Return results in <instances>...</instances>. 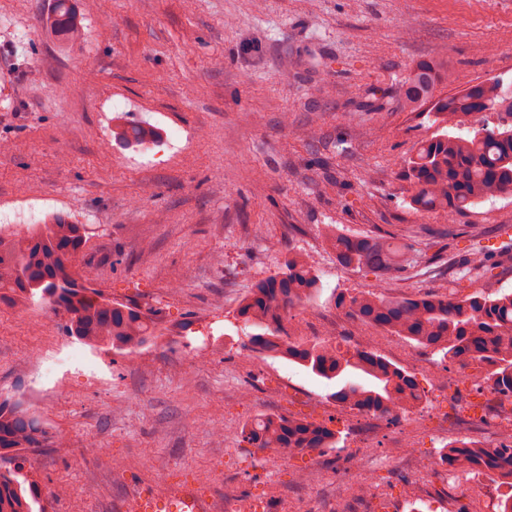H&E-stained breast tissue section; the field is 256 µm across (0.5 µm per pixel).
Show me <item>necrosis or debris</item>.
<instances>
[{
  "label": "necrosis or debris",
  "mask_w": 512,
  "mask_h": 512,
  "mask_svg": "<svg viewBox=\"0 0 512 512\" xmlns=\"http://www.w3.org/2000/svg\"><path fill=\"white\" fill-rule=\"evenodd\" d=\"M37 382L35 395L47 399L60 393L68 375L67 360L50 355L44 343L37 342L25 351ZM494 423L499 432L498 445L512 447V398L490 394L480 418L469 412L436 413L433 402L421 401L413 409L393 408L384 412L354 411L353 434L349 448L336 457L340 475L356 478L358 489L349 496V512H371L370 482L375 468L394 464L397 474L411 488H420L449 479L448 468L441 460H420L406 450L403 430L409 425H425L437 435H482L484 423ZM401 450L392 457L391 447Z\"/></svg>",
  "instance_id": "1"
}]
</instances>
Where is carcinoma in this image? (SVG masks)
<instances>
[{"label": "carcinoma", "instance_id": "carcinoma-1", "mask_svg": "<svg viewBox=\"0 0 512 512\" xmlns=\"http://www.w3.org/2000/svg\"><path fill=\"white\" fill-rule=\"evenodd\" d=\"M75 26L70 0H55L51 32L69 35ZM436 64L416 65L403 80L404 108L431 105L437 135L420 143L407 161L409 203L414 211H441L448 217L478 202L512 192V84L491 78L446 98H433ZM493 115L496 120L485 119ZM86 245L85 225L55 215L12 233L0 232V297L33 305L49 303L67 315V335L95 349L133 354L149 344L155 326L137 305L105 296L81 283L72 263ZM336 260L357 269L397 270L410 261L405 249L368 235L333 238ZM473 278L488 271L487 259L451 257ZM322 287L309 257H292L257 282L238 309L249 347L296 363L334 387L336 403L357 409L388 410L414 404L422 392L416 378L378 355L367 341L354 351L335 344H301L281 335V312L309 301ZM336 305L362 325L360 335L382 328L442 353L464 367L485 362L495 391L512 397V293L491 298L476 292L461 300L446 295L402 299L384 293H338ZM42 432L23 403L0 395V512H47L36 484L24 469V454L40 447ZM254 448L309 451L331 448L336 435L325 427L282 417L262 416L242 432ZM450 467L495 474L512 483V453L448 447Z\"/></svg>", "mask_w": 512, "mask_h": 512}]
</instances>
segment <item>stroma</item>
<instances>
[{
    "label": "stroma",
    "instance_id": "1",
    "mask_svg": "<svg viewBox=\"0 0 512 512\" xmlns=\"http://www.w3.org/2000/svg\"><path fill=\"white\" fill-rule=\"evenodd\" d=\"M54 0H0V216L59 213L87 227L79 277L134 302L156 327L140 362L99 352L108 387L89 371L42 401L24 346L50 334L80 356L66 317L0 302V389L41 419L26 470L48 512H116L131 496L241 498L270 512L336 504L337 451L350 410L288 361L253 354L237 315L252 285L292 253L316 260L320 319H282L296 341L350 347L360 329L332 296L379 283L396 296L512 292V193L446 218L408 203L403 165L437 126L403 108V78L441 60L436 96L493 77L512 81V0H74L80 41L60 46L40 23ZM139 128L126 141L116 125ZM396 240L416 267L350 269L327 227ZM480 246L489 271L466 278L449 255ZM212 342L207 354L196 346ZM377 351L417 379L438 410L479 407L488 368L378 331ZM460 379L454 391L435 373ZM326 426L332 448H255L257 417ZM103 451L88 455L89 442ZM490 512L480 475L433 486L418 512Z\"/></svg>",
    "mask_w": 512,
    "mask_h": 512
}]
</instances>
